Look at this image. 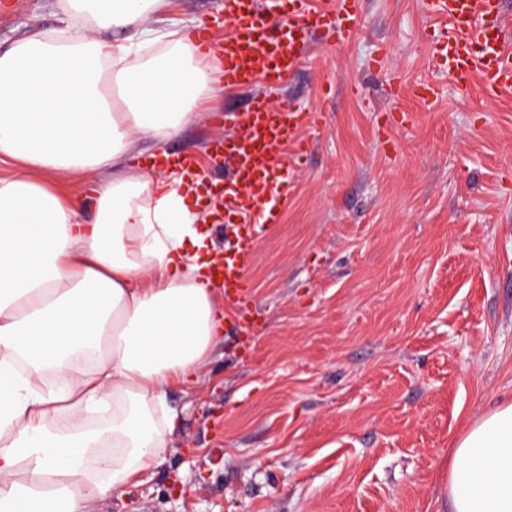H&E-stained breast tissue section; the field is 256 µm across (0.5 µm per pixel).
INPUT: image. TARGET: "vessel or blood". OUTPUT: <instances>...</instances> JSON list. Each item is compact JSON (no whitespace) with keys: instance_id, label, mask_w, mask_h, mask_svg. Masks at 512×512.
I'll return each instance as SVG.
<instances>
[{"instance_id":"1","label":"vessel or blood","mask_w":512,"mask_h":512,"mask_svg":"<svg viewBox=\"0 0 512 512\" xmlns=\"http://www.w3.org/2000/svg\"><path fill=\"white\" fill-rule=\"evenodd\" d=\"M362 0H225L231 28L217 64L227 87L263 82L266 94L251 98L237 120L238 132L215 140L211 156L224 168L227 225L224 259L214 275L225 301L243 309L251 300L249 263L259 237L257 225L274 223L292 197V181L282 154H303L304 132L318 127L321 113L300 104L271 102L268 93L287 83L309 60L314 45L340 47L355 36ZM421 10L442 20L431 43L435 65L459 90L479 84L498 97L512 91V44L504 34V0H419ZM150 167L180 174L196 162L189 155L150 160Z\"/></svg>"}]
</instances>
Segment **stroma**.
Wrapping results in <instances>:
<instances>
[{"mask_svg": "<svg viewBox=\"0 0 512 512\" xmlns=\"http://www.w3.org/2000/svg\"><path fill=\"white\" fill-rule=\"evenodd\" d=\"M0 0V47L58 28L59 0ZM224 0H176L207 24ZM418 0H363L357 38L316 47L278 95L322 113L289 156L294 195L249 266L253 332L228 327L190 385L165 462L101 512H446L452 442L512 401V93L459 92ZM381 65H373L375 56ZM438 97L389 94L386 79ZM263 84L213 98L137 162L211 169ZM408 113L403 128L387 115ZM151 168H165L172 173H185L196 167L195 159L190 155H171L165 158H155L146 163Z\"/></svg>", "mask_w": 512, "mask_h": 512, "instance_id": "1", "label": "stroma"}]
</instances>
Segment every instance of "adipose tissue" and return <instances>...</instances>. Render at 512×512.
Listing matches in <instances>:
<instances>
[{
	"mask_svg": "<svg viewBox=\"0 0 512 512\" xmlns=\"http://www.w3.org/2000/svg\"><path fill=\"white\" fill-rule=\"evenodd\" d=\"M174 7L62 0L80 33L0 49V159L19 166L0 177V512H97L125 495L166 458L169 387L193 382L224 333L193 188L127 163L224 89ZM59 171L82 189L57 191ZM448 512H512V402L456 442Z\"/></svg>",
	"mask_w": 512,
	"mask_h": 512,
	"instance_id": "adipose-tissue-1",
	"label": "adipose tissue"
}]
</instances>
